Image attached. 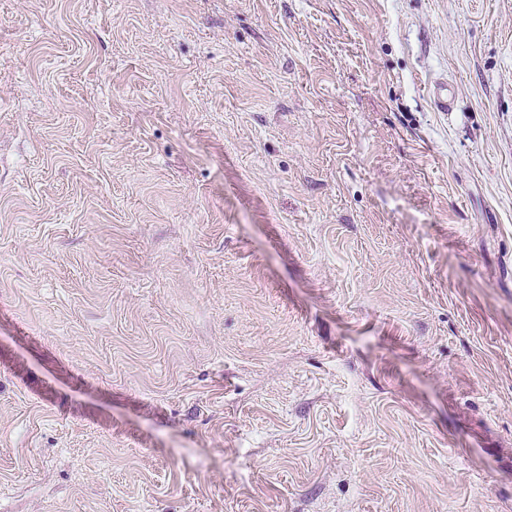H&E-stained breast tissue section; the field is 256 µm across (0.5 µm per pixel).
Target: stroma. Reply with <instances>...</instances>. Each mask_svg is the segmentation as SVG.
I'll return each mask as SVG.
<instances>
[{
	"mask_svg": "<svg viewBox=\"0 0 512 512\" xmlns=\"http://www.w3.org/2000/svg\"><path fill=\"white\" fill-rule=\"evenodd\" d=\"M0 512H512V0H0Z\"/></svg>",
	"mask_w": 512,
	"mask_h": 512,
	"instance_id": "1",
	"label": "stroma"
}]
</instances>
